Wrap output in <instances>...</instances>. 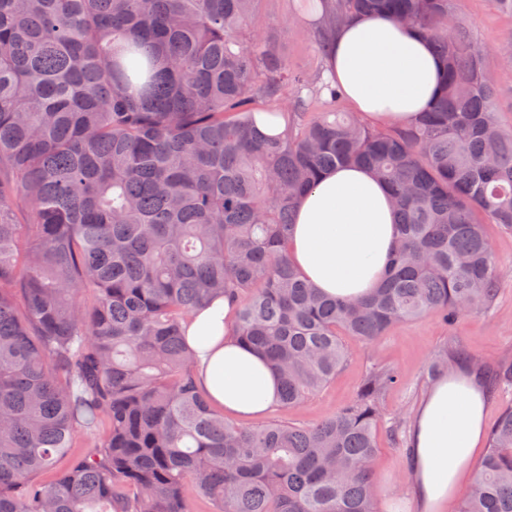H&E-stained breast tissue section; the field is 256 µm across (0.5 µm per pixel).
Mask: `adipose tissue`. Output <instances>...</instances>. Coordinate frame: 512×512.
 Segmentation results:
<instances>
[{
  "mask_svg": "<svg viewBox=\"0 0 512 512\" xmlns=\"http://www.w3.org/2000/svg\"><path fill=\"white\" fill-rule=\"evenodd\" d=\"M332 77L365 124L389 127L434 103L443 66L429 43L392 18L366 15L338 27L328 46ZM386 187L359 166L325 171L299 201L289 255L323 293L367 295L383 278L398 239ZM237 305L220 298L185 325L197 387L235 418H258L278 403L279 377L232 334ZM489 394L453 371L429 390L407 436L408 487L417 512H448L484 443Z\"/></svg>",
  "mask_w": 512,
  "mask_h": 512,
  "instance_id": "obj_1",
  "label": "adipose tissue"
}]
</instances>
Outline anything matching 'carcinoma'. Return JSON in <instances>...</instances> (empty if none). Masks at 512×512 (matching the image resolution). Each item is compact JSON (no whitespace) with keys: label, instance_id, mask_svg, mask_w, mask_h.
Listing matches in <instances>:
<instances>
[{"label":"carcinoma","instance_id":"carcinoma-1","mask_svg":"<svg viewBox=\"0 0 512 512\" xmlns=\"http://www.w3.org/2000/svg\"><path fill=\"white\" fill-rule=\"evenodd\" d=\"M258 2L0 0V512H193V495L212 512H378L396 371L312 426L244 427L196 388L182 324L237 301L233 334L268 358L286 411L348 363L345 338L495 299L485 226L512 231V133L451 0H335L332 27L386 14L443 62L433 106L377 130L307 113L308 78L250 31ZM290 87L285 133L263 135L258 103ZM343 165L397 205L399 246L357 303L322 295L287 251L298 198ZM463 361L512 387V360L456 343L426 383ZM78 437L91 450L32 480ZM457 512H512V404Z\"/></svg>","mask_w":512,"mask_h":512}]
</instances>
